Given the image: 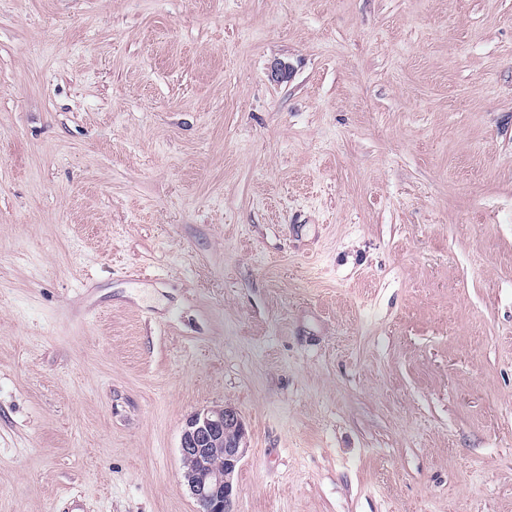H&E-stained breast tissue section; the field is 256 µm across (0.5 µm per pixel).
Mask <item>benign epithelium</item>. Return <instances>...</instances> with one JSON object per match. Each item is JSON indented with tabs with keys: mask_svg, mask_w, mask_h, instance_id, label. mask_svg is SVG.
Returning a JSON list of instances; mask_svg holds the SVG:
<instances>
[{
	"mask_svg": "<svg viewBox=\"0 0 512 512\" xmlns=\"http://www.w3.org/2000/svg\"><path fill=\"white\" fill-rule=\"evenodd\" d=\"M246 444L244 421L232 405L202 408L186 419L180 446L182 477L197 512H233V476Z\"/></svg>",
	"mask_w": 512,
	"mask_h": 512,
	"instance_id": "7a95c632",
	"label": "benign epithelium"
}]
</instances>
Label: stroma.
<instances>
[{
	"label": "stroma",
	"mask_w": 512,
	"mask_h": 512,
	"mask_svg": "<svg viewBox=\"0 0 512 512\" xmlns=\"http://www.w3.org/2000/svg\"><path fill=\"white\" fill-rule=\"evenodd\" d=\"M224 404L234 512H512V0H0V512Z\"/></svg>",
	"instance_id": "35a3bbf8"
}]
</instances>
